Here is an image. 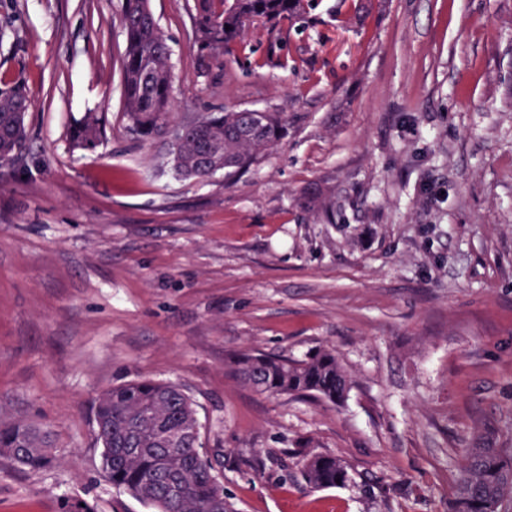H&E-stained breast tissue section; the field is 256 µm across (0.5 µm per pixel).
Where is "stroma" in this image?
<instances>
[{
    "instance_id": "obj_1",
    "label": "stroma",
    "mask_w": 512,
    "mask_h": 512,
    "mask_svg": "<svg viewBox=\"0 0 512 512\" xmlns=\"http://www.w3.org/2000/svg\"><path fill=\"white\" fill-rule=\"evenodd\" d=\"M176 118L285 113L231 176L187 179L170 140L126 127L119 0H0V79L33 105L0 166V421L50 430L58 460L0 457V512H151L100 476L95 398L172 383L235 512H448L484 421L512 448V0H310L200 60L194 0H149ZM105 116L101 144L68 128ZM321 188L332 216L303 206ZM331 346L344 406L255 393L243 351ZM341 458L313 489L294 451ZM103 117L98 112H86L69 127L72 146L80 150L95 149L102 138Z\"/></svg>"
}]
</instances>
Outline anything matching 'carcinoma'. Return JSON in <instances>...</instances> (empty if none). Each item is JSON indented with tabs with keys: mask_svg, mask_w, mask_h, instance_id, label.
Returning a JSON list of instances; mask_svg holds the SVG:
<instances>
[{
	"mask_svg": "<svg viewBox=\"0 0 512 512\" xmlns=\"http://www.w3.org/2000/svg\"><path fill=\"white\" fill-rule=\"evenodd\" d=\"M305 0H195L194 35L202 58L224 53L247 27L280 17H297ZM125 35L119 59L124 117L143 138L164 134L171 123V49L148 0H120ZM32 100L24 83L0 88V161L21 154L25 116ZM185 132L170 161L186 178L226 176L265 157L285 136L282 112H209L181 122ZM103 117L86 112L69 127L72 146L95 149ZM234 371L267 396L312 394L336 406L347 399L353 376L326 346L302 361L243 352L231 359ZM95 439L101 447V477L154 512H234L224 484L201 452L194 402L178 386L135 381L99 394L94 406ZM300 473L313 488H333L350 480L345 463L308 444L297 449ZM0 456L16 466L40 470L55 460L51 433L26 420L0 423ZM58 512H96L80 495L60 499ZM450 512H512V448H499L489 434L466 450Z\"/></svg>",
	"mask_w": 512,
	"mask_h": 512,
	"instance_id": "cac0c4a2",
	"label": "carcinoma"
}]
</instances>
